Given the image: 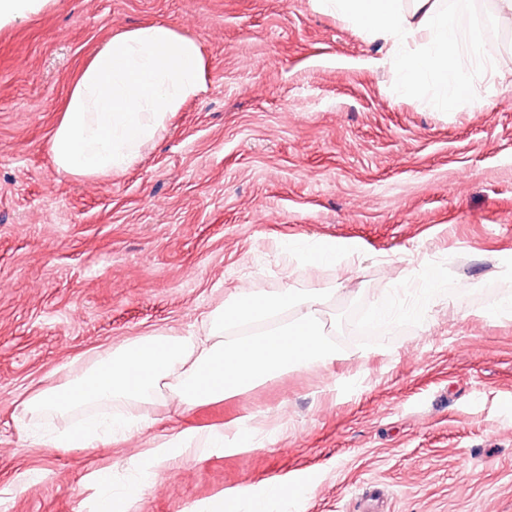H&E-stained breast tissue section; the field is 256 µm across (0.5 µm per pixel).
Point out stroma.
<instances>
[{
  "label": "stroma",
  "mask_w": 512,
  "mask_h": 512,
  "mask_svg": "<svg viewBox=\"0 0 512 512\" xmlns=\"http://www.w3.org/2000/svg\"><path fill=\"white\" fill-rule=\"evenodd\" d=\"M164 23L195 39L205 86L126 171L58 172L50 150L81 68L115 33ZM471 27L493 66L442 109L400 94L391 43L316 0H37L0 27V512H238L230 493L304 483L294 512H512V45L498 11ZM353 239L308 275L295 239ZM448 281L426 314L420 274ZM326 289L341 356L233 399L136 405L154 423L94 448L39 434L97 413L24 414L138 336H205L228 291ZM388 325L355 337L373 300ZM264 415L260 450L153 445ZM157 477L136 496L124 490Z\"/></svg>",
  "instance_id": "1"
}]
</instances>
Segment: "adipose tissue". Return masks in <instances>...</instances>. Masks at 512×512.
Segmentation results:
<instances>
[{
    "label": "adipose tissue",
    "mask_w": 512,
    "mask_h": 512,
    "mask_svg": "<svg viewBox=\"0 0 512 512\" xmlns=\"http://www.w3.org/2000/svg\"><path fill=\"white\" fill-rule=\"evenodd\" d=\"M326 7L356 19L368 34L403 46L393 61L403 91L433 79L442 108L453 109L470 85L463 56L488 59L486 49L465 32L472 0H323ZM205 62L198 43L164 24H149L112 35L82 68L61 109L51 139L58 171L98 177L128 169L142 147L159 138L172 112L203 90ZM353 240L292 241L287 253L310 271L360 255ZM324 289L292 288L260 294L230 292L216 310L208 336L160 333L139 336L100 351L90 369L73 381L40 392L34 411L66 412L88 404L127 401L152 404L169 385L180 404L193 408L231 399L268 380L339 355L325 332ZM144 418L132 414L96 417L45 437L56 448H94L142 431ZM264 429L258 415L235 416L223 426L185 431L158 444L179 456L191 443L204 448L255 450Z\"/></svg>",
    "instance_id": "obj_1"
}]
</instances>
